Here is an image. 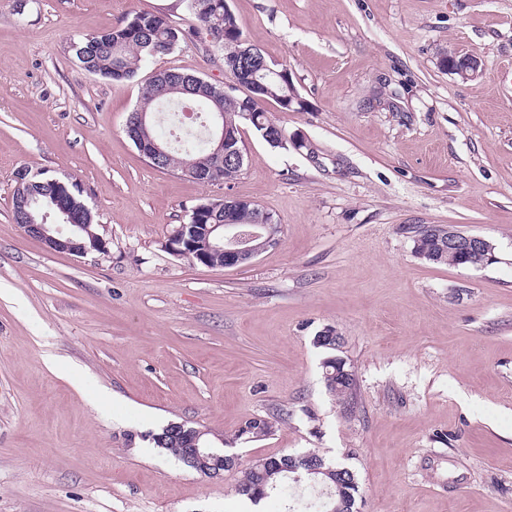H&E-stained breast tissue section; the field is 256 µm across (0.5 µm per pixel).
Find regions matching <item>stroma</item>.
Instances as JSON below:
<instances>
[{
    "label": "stroma",
    "instance_id": "stroma-1",
    "mask_svg": "<svg viewBox=\"0 0 512 512\" xmlns=\"http://www.w3.org/2000/svg\"><path fill=\"white\" fill-rule=\"evenodd\" d=\"M287 68L302 112L242 123L231 187L153 167L126 134L142 78L232 85L193 31L113 82L78 40L177 0H0V512H242V464L316 451L351 468L358 512H512V0H227ZM475 57L470 79L440 65ZM23 168L78 183L106 242L47 251L12 219ZM282 226L251 263L206 267L165 244L224 193ZM412 224L495 246L425 262ZM357 384L326 387V350ZM273 429L240 435L246 420ZM184 423L239 468L210 478L151 436Z\"/></svg>",
    "mask_w": 512,
    "mask_h": 512
}]
</instances>
